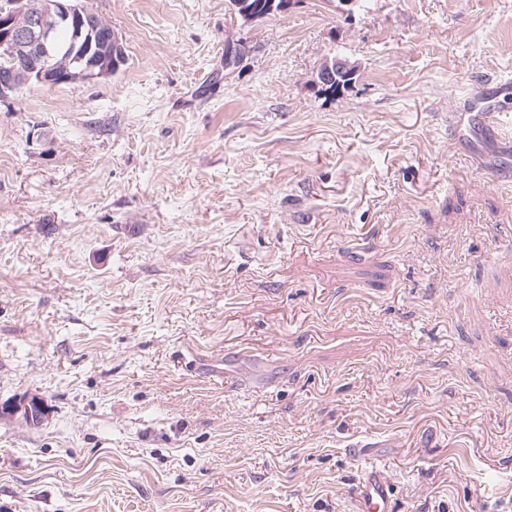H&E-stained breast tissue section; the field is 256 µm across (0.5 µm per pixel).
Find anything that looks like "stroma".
<instances>
[{"instance_id":"obj_1","label":"stroma","mask_w":512,"mask_h":512,"mask_svg":"<svg viewBox=\"0 0 512 512\" xmlns=\"http://www.w3.org/2000/svg\"><path fill=\"white\" fill-rule=\"evenodd\" d=\"M89 5L122 70L0 102V512H512V0ZM268 3L263 11H256L251 9H240L241 6L237 5L240 9L236 11L237 16L244 22L250 23L262 20L269 16L287 15L288 12L297 4L296 0H267ZM356 66L350 61L338 57L328 58L322 64L320 70L316 75L317 84L327 88L334 82H339L338 79L346 80L356 75ZM350 80L343 81L345 84ZM508 111L497 107L484 104L477 105L472 112L471 118L464 126V132L470 133L479 125L489 128L495 135L502 131L509 124ZM359 512H391L390 482L376 468H372L358 496Z\"/></svg>"}]
</instances>
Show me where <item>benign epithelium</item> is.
I'll use <instances>...</instances> for the list:
<instances>
[{
    "label": "benign epithelium",
    "mask_w": 512,
    "mask_h": 512,
    "mask_svg": "<svg viewBox=\"0 0 512 512\" xmlns=\"http://www.w3.org/2000/svg\"><path fill=\"white\" fill-rule=\"evenodd\" d=\"M296 4L297 0H268L264 10L240 9L237 16L245 23L255 22L286 15ZM61 26L76 35L72 49L65 52L56 45ZM248 52L245 42H237L224 54V70L236 68ZM0 59L9 63L0 69L3 102L29 84L54 87L115 74L125 51L119 34L85 0H10V7L0 8ZM355 75L353 63L332 57L322 64L316 83L326 88ZM19 412L25 422H37L44 416L45 402L32 396L10 409L12 414Z\"/></svg>",
    "instance_id": "benign-epithelium-1"
}]
</instances>
